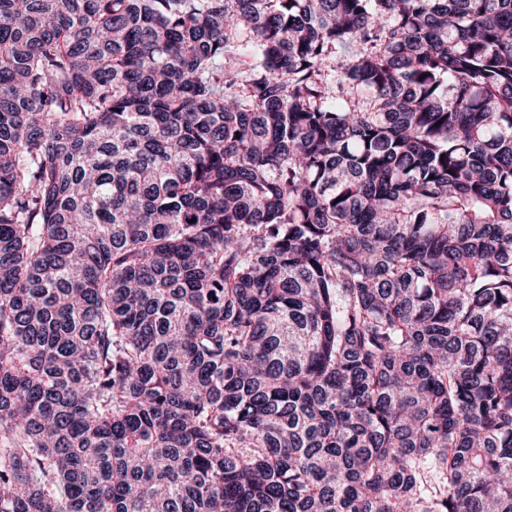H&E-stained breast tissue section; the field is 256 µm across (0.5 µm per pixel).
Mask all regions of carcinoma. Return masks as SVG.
Here are the masks:
<instances>
[{
	"label": "carcinoma",
	"mask_w": 512,
	"mask_h": 512,
	"mask_svg": "<svg viewBox=\"0 0 512 512\" xmlns=\"http://www.w3.org/2000/svg\"><path fill=\"white\" fill-rule=\"evenodd\" d=\"M0 512H512V0H0Z\"/></svg>",
	"instance_id": "carcinoma-1"
}]
</instances>
